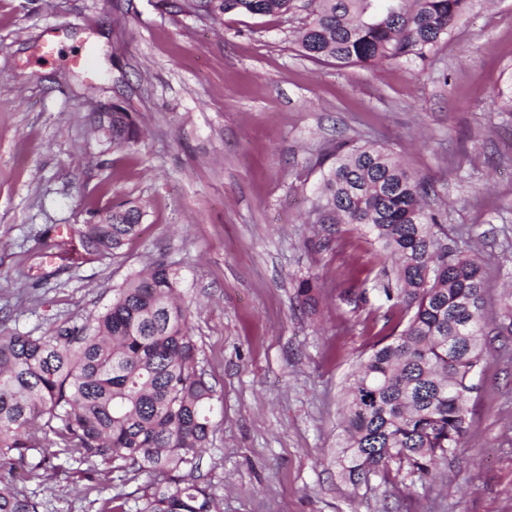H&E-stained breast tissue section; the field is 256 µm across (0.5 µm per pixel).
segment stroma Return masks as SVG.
<instances>
[{"label": "stroma", "mask_w": 512, "mask_h": 512, "mask_svg": "<svg viewBox=\"0 0 512 512\" xmlns=\"http://www.w3.org/2000/svg\"><path fill=\"white\" fill-rule=\"evenodd\" d=\"M308 20L162 0H0V320L44 332L105 305L165 256L184 280L198 366L216 390L202 475L220 512H512V342L474 378L467 444L438 474L342 481L334 458L345 380L384 320L391 264L362 227L332 248L309 213L322 160L341 143L391 149L425 178L450 246L478 257L485 323L512 288V0H472L426 61L316 63ZM53 40V57L43 55ZM93 57L92 69L74 57ZM141 128L131 147L100 129L113 104ZM145 207L119 254L60 268L49 227ZM317 280L315 310L296 283ZM364 284L368 302L341 293ZM40 512H97L81 466L34 472Z\"/></svg>", "instance_id": "obj_1"}]
</instances>
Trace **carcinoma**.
<instances>
[{
    "mask_svg": "<svg viewBox=\"0 0 512 512\" xmlns=\"http://www.w3.org/2000/svg\"><path fill=\"white\" fill-rule=\"evenodd\" d=\"M297 0H180L181 12L283 15ZM471 0H307L310 20L296 35L314 61L372 66L425 60L454 32ZM112 145L139 138L132 113L113 109ZM430 185L392 152L370 143L337 146L322 172L316 242L329 249L337 224L364 226L389 257L386 321L404 326L373 344L343 398L338 476L357 485L390 467L419 480L456 456L470 428L473 379L496 340H512V290L496 327L485 331L486 281L478 260L444 245L439 216L427 208ZM144 212L121 202L62 239L47 228L41 244L62 261L110 258L138 235ZM178 270L159 255L112 289L82 323L42 334L0 324V471L16 461L58 469L78 454L95 481L100 464L161 477L135 512H216L199 481L209 441L214 387L198 369ZM310 278L297 297L316 305ZM24 489L0 486V512H39Z\"/></svg>",
    "mask_w": 512,
    "mask_h": 512,
    "instance_id": "carcinoma-1",
    "label": "carcinoma"
}]
</instances>
